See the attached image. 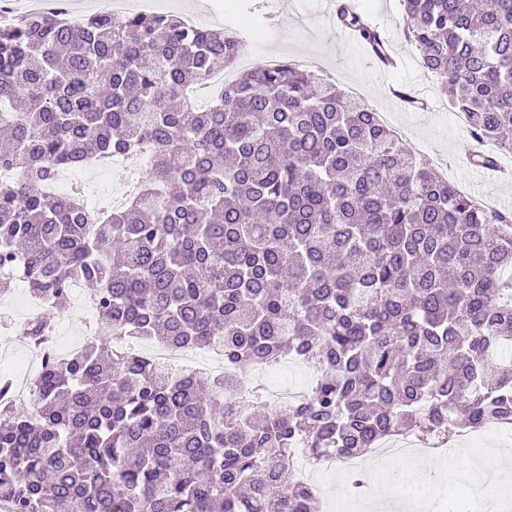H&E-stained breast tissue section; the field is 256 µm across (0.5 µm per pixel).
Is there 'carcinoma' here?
I'll return each instance as SVG.
<instances>
[{"mask_svg": "<svg viewBox=\"0 0 512 512\" xmlns=\"http://www.w3.org/2000/svg\"><path fill=\"white\" fill-rule=\"evenodd\" d=\"M405 30L474 140L512 152V0H402ZM0 21V267L61 312L96 286L99 331L32 383L36 416L0 407L9 512H318L294 479L402 432L512 421V215L459 191L375 111L314 71L267 64L211 104L236 32L175 14ZM336 22L369 44L357 11ZM150 158L120 209L41 186L94 157ZM49 331L23 325L34 345ZM219 344L208 377L118 354L110 337ZM316 377L275 408L257 366Z\"/></svg>", "mask_w": 512, "mask_h": 512, "instance_id": "cac0c4a2", "label": "carcinoma"}]
</instances>
